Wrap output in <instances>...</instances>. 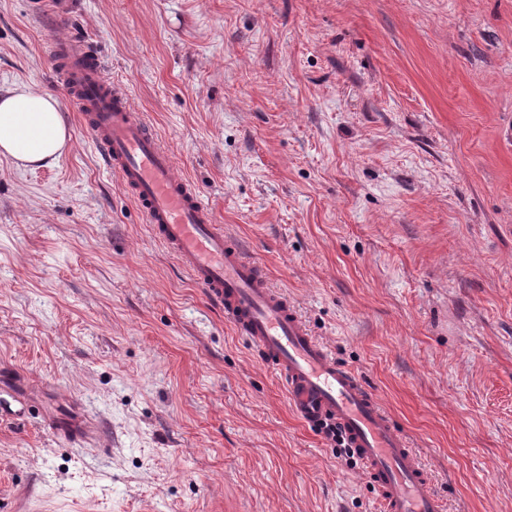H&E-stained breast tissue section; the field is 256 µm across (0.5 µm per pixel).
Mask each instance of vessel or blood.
<instances>
[{"instance_id":"obj_1","label":"vessel or blood","mask_w":512,"mask_h":512,"mask_svg":"<svg viewBox=\"0 0 512 512\" xmlns=\"http://www.w3.org/2000/svg\"><path fill=\"white\" fill-rule=\"evenodd\" d=\"M67 58L63 83L104 164L116 172L152 233L224 309V319L277 372L292 411L312 428L339 425L378 492L383 512H446L427 473L392 417L358 373L316 340L258 264L217 228L194 185L177 174L172 154L112 83L91 47L56 44Z\"/></svg>"}]
</instances>
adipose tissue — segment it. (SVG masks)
I'll use <instances>...</instances> for the list:
<instances>
[{
    "label": "adipose tissue",
    "mask_w": 512,
    "mask_h": 512,
    "mask_svg": "<svg viewBox=\"0 0 512 512\" xmlns=\"http://www.w3.org/2000/svg\"><path fill=\"white\" fill-rule=\"evenodd\" d=\"M71 138L61 102L34 82L0 91V156L36 169L57 161Z\"/></svg>",
    "instance_id": "1"
}]
</instances>
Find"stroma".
Returning a JSON list of instances; mask_svg holds the SVG:
<instances>
[{"mask_svg":"<svg viewBox=\"0 0 512 512\" xmlns=\"http://www.w3.org/2000/svg\"><path fill=\"white\" fill-rule=\"evenodd\" d=\"M0 0V512H379L357 458L151 234L58 78L76 36L449 512H512V0ZM61 102L35 82L0 91V155L36 169L57 161L70 141Z\"/></svg>","mask_w":512,"mask_h":512,"instance_id":"obj_1","label":"stroma"}]
</instances>
